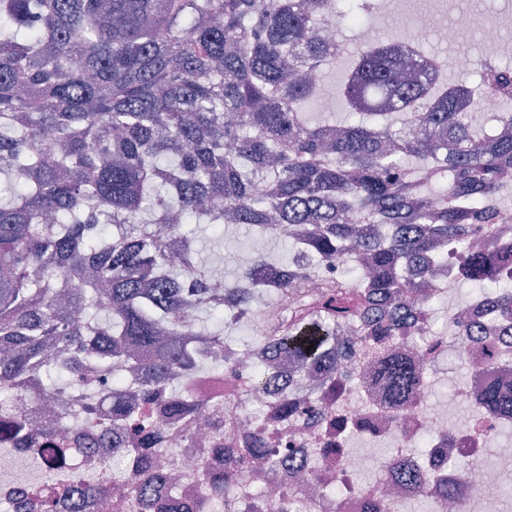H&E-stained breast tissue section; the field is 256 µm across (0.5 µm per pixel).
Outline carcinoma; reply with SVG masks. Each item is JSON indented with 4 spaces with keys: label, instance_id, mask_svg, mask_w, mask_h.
I'll use <instances>...</instances> for the list:
<instances>
[{
    "label": "carcinoma",
    "instance_id": "obj_1",
    "mask_svg": "<svg viewBox=\"0 0 512 512\" xmlns=\"http://www.w3.org/2000/svg\"><path fill=\"white\" fill-rule=\"evenodd\" d=\"M371 0H0V395L19 381L81 392V413L102 394L90 377L111 373L112 430H129L132 477L120 495L151 505L142 478L161 441L141 409L176 421L200 411V373L234 372L231 357L203 345L226 342L268 285L289 321L258 345L278 347L317 378L348 359L332 329L403 288L400 270L441 266L465 247L481 210L512 185V113L465 112L437 57L381 37L350 55L339 87L357 123H305L302 112L336 60L326 33L361 25ZM180 181L171 185L166 172ZM361 226L349 222L352 213ZM246 225L278 236L279 224H310L303 242L282 239L288 258L258 255L224 281L183 232ZM340 279L313 304L291 282L323 265ZM455 278L471 295L498 293L512 320V244L473 250ZM196 285L197 304L184 303ZM235 310L224 314V294ZM217 317L199 328L200 314ZM404 319L371 322L367 336L398 335ZM418 361L401 350L377 363L372 383L391 408L415 399ZM277 378L258 355L246 392ZM282 409L319 419L321 407ZM473 410L512 420V395L481 389ZM46 436L53 452L70 441ZM224 477L193 512H221L244 461L270 456L247 434L222 448ZM72 485L57 499L96 494Z\"/></svg>",
    "mask_w": 512,
    "mask_h": 512
}]
</instances>
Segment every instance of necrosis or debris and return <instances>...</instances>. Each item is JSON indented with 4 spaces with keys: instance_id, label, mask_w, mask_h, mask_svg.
I'll return each instance as SVG.
<instances>
[{
    "instance_id": "necrosis-or-debris-1",
    "label": "necrosis or debris",
    "mask_w": 512,
    "mask_h": 512,
    "mask_svg": "<svg viewBox=\"0 0 512 512\" xmlns=\"http://www.w3.org/2000/svg\"><path fill=\"white\" fill-rule=\"evenodd\" d=\"M465 256L462 249L449 255L448 264L433 280L431 291L436 301L447 303L450 324L465 322L487 343L481 352L468 355V378L459 381L456 341L434 345V314L430 306H420L415 322L396 338L401 347L413 351L428 346L433 349L424 363V385L408 409L385 408L379 394L357 375L343 380L325 395L328 423H313L299 414H277L282 391L279 388L244 395L239 380L210 375L198 379L197 393L206 409L194 434L202 443H209L217 433L229 438L258 432L275 455L291 461L290 466L261 478L254 475L255 462H247L226 498L225 512H239L241 503L250 499L257 487L271 483L293 491V498L286 503L289 512H404L406 503L418 492L433 503L434 512H483L489 492L503 475L512 473V453H498L493 463H485L484 456L497 436L499 422L478 414L462 416L458 410L487 383L512 388V336L500 335L488 298L470 299L451 293L448 280ZM443 382L448 385V395L438 402L434 387ZM106 413V406H99L96 416L81 427L70 463H53L41 445L7 443L0 446V455L38 457L40 472L52 473L60 483L97 486L106 479L114 484L124 483L131 469L126 454L129 438L124 433L112 435L106 426ZM155 421L164 429L155 474L161 478L174 475L178 489L173 501H157L151 512H171L173 503L194 504L211 478L223 473L224 458L213 452L200 454L197 446L190 443L184 426L161 415ZM359 441L390 449L374 477L364 483L356 480L363 469V458L355 448ZM420 441L425 450L416 460L421 488L415 491L399 483L396 461L405 448ZM462 458L471 463L464 471L457 467ZM326 477L338 487V495L322 491L321 481ZM456 482L465 484L466 495L446 500L443 487ZM39 484L37 475L20 478L0 471V512H42L33 496Z\"/></svg>"
}]
</instances>
